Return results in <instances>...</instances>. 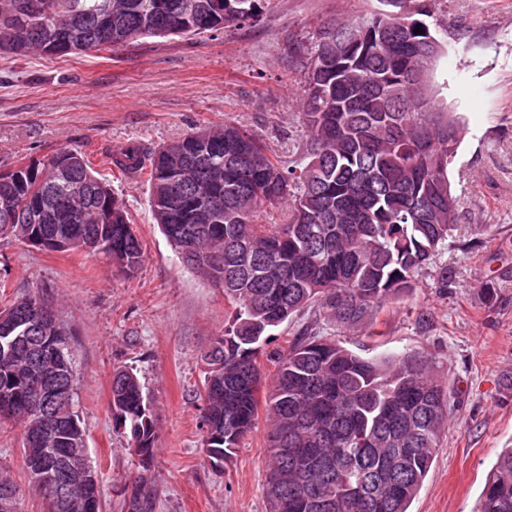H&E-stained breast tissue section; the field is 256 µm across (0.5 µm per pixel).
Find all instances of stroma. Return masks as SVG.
<instances>
[{"label": "stroma", "instance_id": "1", "mask_svg": "<svg viewBox=\"0 0 512 512\" xmlns=\"http://www.w3.org/2000/svg\"><path fill=\"white\" fill-rule=\"evenodd\" d=\"M431 25L448 33L432 65L436 104L465 124L448 167L457 188L459 228L414 288L378 313L391 349L439 355L457 387L449 426L411 512H475L502 449L512 448V0H427ZM378 0H263L256 21L183 37L147 36L104 51L68 55L0 53V170L61 148L81 151L114 190L140 237L132 274L88 250L47 251L0 238V302L40 291L71 333L78 415L99 479L102 512H126L142 471L116 428L112 373L134 370L158 427L150 483L154 512H267L263 483L268 422L223 465L203 453L201 354L232 322L224 290L184 265L155 224L149 184L112 172L104 157L137 142L154 149L196 128L233 122L257 134L280 164L305 138L297 114L306 95L302 59L319 27L357 19ZM310 310L272 331L258 356L264 375L300 328L319 327ZM18 425L0 423V473L23 488L17 512H45L27 487Z\"/></svg>", "mask_w": 512, "mask_h": 512}]
</instances>
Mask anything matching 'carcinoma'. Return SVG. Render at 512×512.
Here are the masks:
<instances>
[{"mask_svg": "<svg viewBox=\"0 0 512 512\" xmlns=\"http://www.w3.org/2000/svg\"><path fill=\"white\" fill-rule=\"evenodd\" d=\"M30 0H0V52L66 55L101 51L145 36H188L259 17L262 0H46L48 12H28ZM373 12L321 27L307 52V93L299 118L306 129L297 157L283 166L253 135L228 122L199 129L148 150L131 143L112 153L126 175L147 174L153 219L181 261L224 288L237 305L224 335L213 342L221 366L206 372L199 393L203 447L230 459L255 427L263 385L259 348L267 333L316 304L336 330L353 331L414 288V275L435 268L448 287V267L436 257L456 230L459 214L448 165L463 127L419 93L418 46L446 37L431 27L424 5ZM119 18L112 30L108 18ZM422 32H417L416 27ZM393 31L374 43L381 28ZM328 60L314 71L315 56ZM234 155L239 162L228 165ZM69 179L39 180L59 162ZM288 202L284 224H260L258 213ZM49 251H69L93 239L112 264L133 272L143 246L127 213L85 156L72 149L19 165L0 177V227ZM61 346L36 367L27 341L0 355V402L20 426L26 476L58 467L83 445L75 394L60 402L73 372V350ZM426 349L362 356L318 330L296 336L278 355L265 395L269 434L264 490L269 512H315L312 498L333 512H409L448 430L450 397ZM50 398L53 420L30 411L33 388ZM115 423L136 448L154 451L156 422L136 373L112 376ZM134 482L129 512H154L155 500ZM67 512H101L99 484L82 490ZM476 512H512V448L489 474Z\"/></svg>", "mask_w": 512, "mask_h": 512, "instance_id": "carcinoma-1", "label": "carcinoma"}]
</instances>
